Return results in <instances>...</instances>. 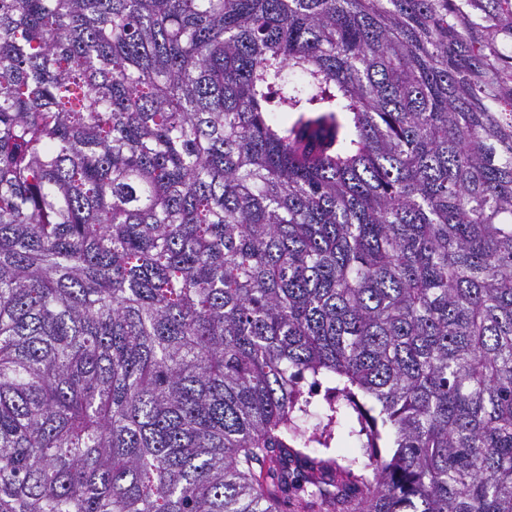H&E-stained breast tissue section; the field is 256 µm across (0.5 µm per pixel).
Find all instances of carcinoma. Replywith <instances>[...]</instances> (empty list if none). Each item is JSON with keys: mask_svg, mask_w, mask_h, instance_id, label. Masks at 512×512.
<instances>
[{"mask_svg": "<svg viewBox=\"0 0 512 512\" xmlns=\"http://www.w3.org/2000/svg\"><path fill=\"white\" fill-rule=\"evenodd\" d=\"M0 512H512V0H0ZM335 380H325L322 385L318 387L315 392L317 395L313 397V404L311 406V417H308L299 422V425L303 430L311 431L316 425L324 420L325 414L328 412L327 398H329L330 392L328 390L335 387ZM357 427L349 414L342 415L333 429V438L330 442V448L318 446L308 448V453L312 457H336L340 458H360L362 459L366 448H361V443L352 431Z\"/></svg>", "mask_w": 512, "mask_h": 512, "instance_id": "cac0c4a2", "label": "carcinoma"}]
</instances>
